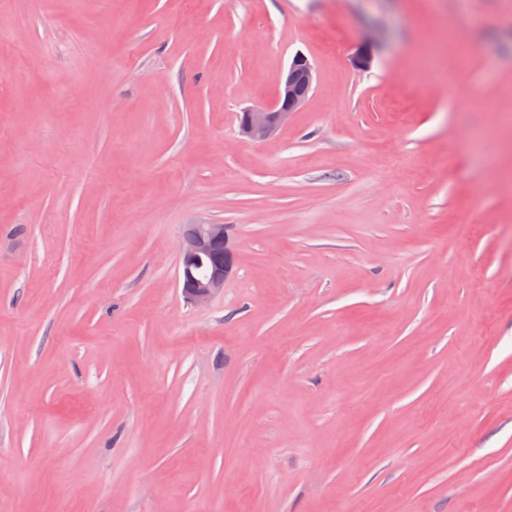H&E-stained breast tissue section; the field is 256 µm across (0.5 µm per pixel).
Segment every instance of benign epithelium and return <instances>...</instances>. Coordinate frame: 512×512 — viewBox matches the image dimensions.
<instances>
[{
  "mask_svg": "<svg viewBox=\"0 0 512 512\" xmlns=\"http://www.w3.org/2000/svg\"><path fill=\"white\" fill-rule=\"evenodd\" d=\"M314 68L307 57L296 55L278 77L279 94L271 105L251 108L243 113L240 133L251 141L275 135L288 115L303 105L313 90ZM208 253L218 257L203 270L192 268L195 260ZM180 280L187 298L201 303L224 288L235 266V251L227 224H187L180 246Z\"/></svg>",
  "mask_w": 512,
  "mask_h": 512,
  "instance_id": "7a95c632",
  "label": "benign epithelium"
}]
</instances>
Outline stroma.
Masks as SVG:
<instances>
[{
  "mask_svg": "<svg viewBox=\"0 0 512 512\" xmlns=\"http://www.w3.org/2000/svg\"><path fill=\"white\" fill-rule=\"evenodd\" d=\"M0 512H512V0H0ZM314 68L307 57L296 55L278 77L279 94L271 105L251 108L243 113L240 133L251 141H263L275 135L288 115L303 105L313 90ZM208 253H218V257L206 269H193L195 260ZM179 255L184 293L194 303L206 301L224 288V282L234 270L235 251L229 225H185Z\"/></svg>",
  "mask_w": 512,
  "mask_h": 512,
  "instance_id": "35a3bbf8",
  "label": "stroma"
}]
</instances>
